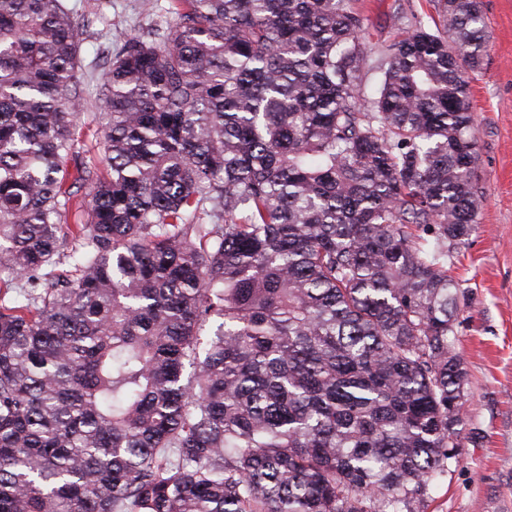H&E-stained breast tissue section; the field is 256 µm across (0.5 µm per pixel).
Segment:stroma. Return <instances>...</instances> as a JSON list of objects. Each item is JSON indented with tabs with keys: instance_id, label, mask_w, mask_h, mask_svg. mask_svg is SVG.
Instances as JSON below:
<instances>
[{
	"instance_id": "obj_1",
	"label": "stroma",
	"mask_w": 512,
	"mask_h": 512,
	"mask_svg": "<svg viewBox=\"0 0 512 512\" xmlns=\"http://www.w3.org/2000/svg\"><path fill=\"white\" fill-rule=\"evenodd\" d=\"M78 11L79 142L72 165L99 164L104 123L100 76L120 38L164 29L170 0H67ZM488 36L479 71L469 73L477 140L474 189L482 199L468 240L448 249L457 283L456 346L466 372L464 423L448 475L434 483L424 512H512V0H480ZM369 40L402 32L396 15L430 17L427 0H357Z\"/></svg>"
}]
</instances>
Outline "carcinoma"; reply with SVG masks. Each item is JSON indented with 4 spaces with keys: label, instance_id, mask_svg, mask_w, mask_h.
<instances>
[{
    "label": "carcinoma",
    "instance_id": "cac0c4a2",
    "mask_svg": "<svg viewBox=\"0 0 512 512\" xmlns=\"http://www.w3.org/2000/svg\"><path fill=\"white\" fill-rule=\"evenodd\" d=\"M173 3L71 170L75 11L0 0V512H424L463 424L480 2L376 51L355 0Z\"/></svg>",
    "mask_w": 512,
    "mask_h": 512
}]
</instances>
